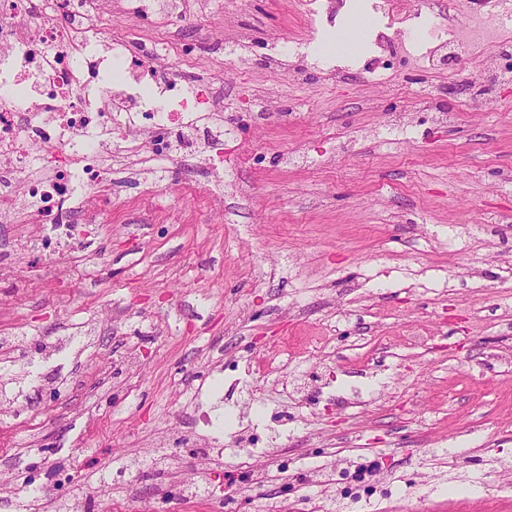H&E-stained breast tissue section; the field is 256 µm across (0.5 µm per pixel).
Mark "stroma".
<instances>
[{
	"label": "stroma",
	"instance_id": "35a3bbf8",
	"mask_svg": "<svg viewBox=\"0 0 512 512\" xmlns=\"http://www.w3.org/2000/svg\"><path fill=\"white\" fill-rule=\"evenodd\" d=\"M224 2L188 27L199 55L234 61L213 73L236 102L218 168L153 160L169 185L153 198L138 165L115 171L118 207L73 267L17 254L0 222V256L16 261L0 295L28 336L24 362L0 372L16 406L0 410V512H26L28 478L46 489L36 512H81L99 486L112 512H224L256 432L300 478L379 461L374 512H512L486 482L512 471V81L485 103L469 61L454 92L409 65L336 83L316 58L275 59L269 32L300 26L293 0L229 19ZM241 32L254 51L232 52ZM422 97L449 121L418 113ZM275 350L295 369H259ZM286 414L287 431L271 429ZM202 415L223 418L231 463L198 476L184 438L207 435ZM31 417L43 445L30 452ZM177 419L182 436L155 447ZM174 476L194 493L164 495Z\"/></svg>",
	"mask_w": 512,
	"mask_h": 512
}]
</instances>
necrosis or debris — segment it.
<instances>
[{"instance_id":"necrosis-or-debris-1","label":"necrosis or debris","mask_w":512,"mask_h":512,"mask_svg":"<svg viewBox=\"0 0 512 512\" xmlns=\"http://www.w3.org/2000/svg\"><path fill=\"white\" fill-rule=\"evenodd\" d=\"M103 0H0V220L55 265L78 258L79 210L108 211L112 168L105 152L212 165L200 123L223 109L211 73L182 34L202 13L192 0H117L150 18L107 36ZM395 33L378 30L366 67L387 78L403 52L428 73L448 52L512 79V0H383ZM304 27L272 36L281 55L303 58L335 26L332 0H305Z\"/></svg>"}]
</instances>
